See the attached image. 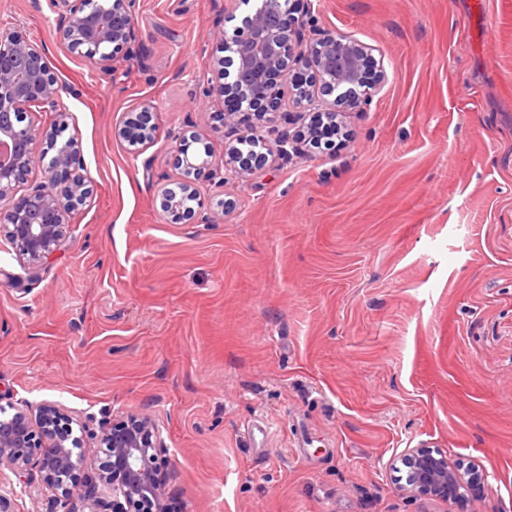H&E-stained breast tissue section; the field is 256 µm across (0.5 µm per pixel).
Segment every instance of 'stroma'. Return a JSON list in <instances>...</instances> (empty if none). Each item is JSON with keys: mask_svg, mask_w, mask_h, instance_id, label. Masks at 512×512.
<instances>
[{"mask_svg": "<svg viewBox=\"0 0 512 512\" xmlns=\"http://www.w3.org/2000/svg\"><path fill=\"white\" fill-rule=\"evenodd\" d=\"M234 0H136L143 57L102 74L50 0H0L70 88L92 180L31 273L0 238V406H58L85 448L152 415L170 512H512V0H299L387 80L331 150L224 181L175 220V136L227 138L214 38ZM149 106L154 143L113 129ZM478 466L465 505L404 492L405 449Z\"/></svg>", "mask_w": 512, "mask_h": 512, "instance_id": "stroma-1", "label": "stroma"}]
</instances>
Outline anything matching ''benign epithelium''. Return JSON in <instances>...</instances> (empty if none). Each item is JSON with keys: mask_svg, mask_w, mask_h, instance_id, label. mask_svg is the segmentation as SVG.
I'll return each mask as SVG.
<instances>
[{"mask_svg": "<svg viewBox=\"0 0 512 512\" xmlns=\"http://www.w3.org/2000/svg\"><path fill=\"white\" fill-rule=\"evenodd\" d=\"M296 0H255L241 24L215 33L220 76L218 94L224 100L223 128L235 130L238 110L255 108L257 123L247 130L251 140L275 145L288 158L308 146L316 121L343 125L342 117L368 105L386 79L382 69L367 70L370 48L342 34L316 37L315 30L295 24ZM93 9L88 0H52L57 9V37L71 52L110 74L119 54L133 51L134 0H105ZM307 61L319 89L297 76L296 66ZM288 77L295 97L305 104L309 121L295 132L272 122L280 111L278 97H266L268 76ZM65 86L51 74L41 45L22 32L0 31V236L30 269H38L61 244L67 214L90 193L91 180L75 152L74 142L57 143L68 124L62 102ZM48 112L49 129L26 121V113ZM115 134L130 151L152 143L156 128L145 106L130 114ZM244 136L235 137V143ZM196 132L175 139L179 178L163 189V207L176 219L196 214L211 221L214 211L196 186L206 170L218 174L212 155L199 150ZM235 143L226 145L224 169L246 177L265 167V153L243 155ZM54 151L43 180L20 190L32 167ZM98 466L86 465L83 439L73 435L71 419L57 406H42L37 420L17 407L5 415L0 407V512H15L14 484L3 479L11 472L28 487V475L38 469L41 481L56 493L60 512H167L166 482L159 470L167 468L169 449L162 430L146 413H121L101 427L97 437ZM403 490L412 496L457 501L474 479L472 467L451 463L438 451L420 445L405 450Z\"/></svg>", "mask_w": 512, "mask_h": 512, "instance_id": "benign-epithelium-1", "label": "benign epithelium"}]
</instances>
